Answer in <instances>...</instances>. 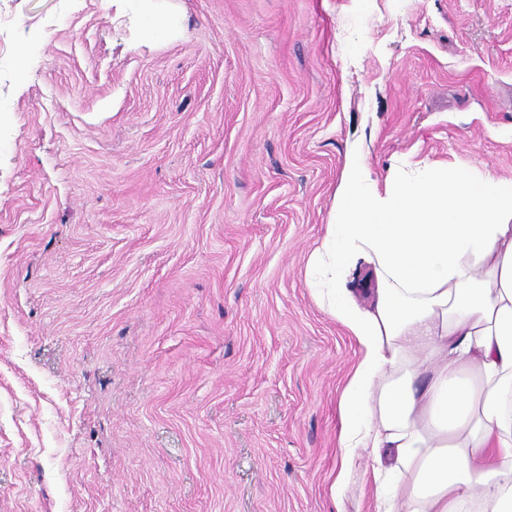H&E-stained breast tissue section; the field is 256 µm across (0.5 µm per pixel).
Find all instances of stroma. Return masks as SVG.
I'll list each match as a JSON object with an SVG mask.
<instances>
[{
  "label": "stroma",
  "instance_id": "35a3bbf8",
  "mask_svg": "<svg viewBox=\"0 0 512 512\" xmlns=\"http://www.w3.org/2000/svg\"><path fill=\"white\" fill-rule=\"evenodd\" d=\"M0 15V512H373L308 261L350 155L512 180V0Z\"/></svg>",
  "mask_w": 512,
  "mask_h": 512
}]
</instances>
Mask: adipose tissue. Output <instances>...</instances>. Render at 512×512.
<instances>
[{"mask_svg": "<svg viewBox=\"0 0 512 512\" xmlns=\"http://www.w3.org/2000/svg\"><path fill=\"white\" fill-rule=\"evenodd\" d=\"M308 283L361 348L340 448L376 463L377 512H512V181L444 166L381 190L351 159Z\"/></svg>", "mask_w": 512, "mask_h": 512, "instance_id": "adipose-tissue-1", "label": "adipose tissue"}]
</instances>
